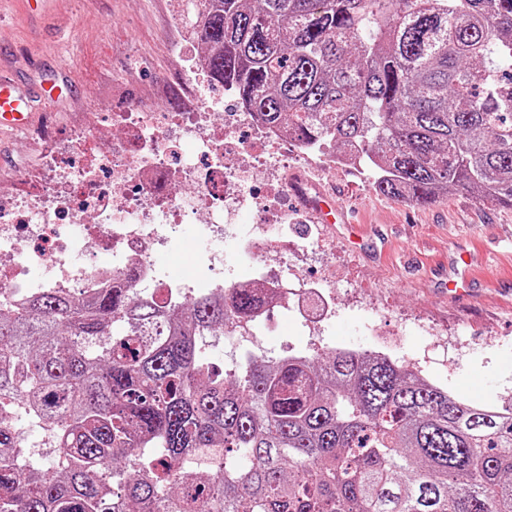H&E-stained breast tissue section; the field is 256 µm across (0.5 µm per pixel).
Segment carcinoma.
Returning a JSON list of instances; mask_svg holds the SVG:
<instances>
[{
	"mask_svg": "<svg viewBox=\"0 0 512 512\" xmlns=\"http://www.w3.org/2000/svg\"><path fill=\"white\" fill-rule=\"evenodd\" d=\"M190 24L243 109L356 148L376 192L512 207V0H194ZM271 305L242 285L164 310L127 280L0 302V512H512V409L371 351L217 372L201 337Z\"/></svg>",
	"mask_w": 512,
	"mask_h": 512,
	"instance_id": "1",
	"label": "carcinoma"
}]
</instances>
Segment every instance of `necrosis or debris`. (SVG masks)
<instances>
[{
    "mask_svg": "<svg viewBox=\"0 0 512 512\" xmlns=\"http://www.w3.org/2000/svg\"><path fill=\"white\" fill-rule=\"evenodd\" d=\"M220 105L111 113L112 135L81 129L66 148L45 154L37 191L19 195L0 185V299L20 303L37 288L84 296L129 276L142 295L177 305L182 285L156 256L174 247L177 227L190 218L205 242L195 270L220 288L236 287L224 275V239L246 208L265 220L238 247L252 285L291 300L294 317L318 333L330 307L327 282L291 285L268 261L265 230L287 221L281 175L302 168L306 150L284 159L287 133L248 112L216 115ZM176 182L191 194L172 193Z\"/></svg>",
    "mask_w": 512,
    "mask_h": 512,
    "instance_id": "1",
    "label": "necrosis or debris"
}]
</instances>
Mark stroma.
Listing matches in <instances>:
<instances>
[{"instance_id": "1", "label": "stroma", "mask_w": 512, "mask_h": 512, "mask_svg": "<svg viewBox=\"0 0 512 512\" xmlns=\"http://www.w3.org/2000/svg\"><path fill=\"white\" fill-rule=\"evenodd\" d=\"M188 0H53L37 10L26 0H0V69L25 86L67 79L57 96L38 102L26 131L0 130V176L21 192L34 189L30 174L41 153L66 143L100 113L135 103L161 112L186 109L183 85L191 79L194 51ZM329 149L312 156L310 197L326 193L354 215L347 224H319L297 208L295 224L273 239H287L286 256L297 277L314 281L336 274V315L319 338L274 307L279 333L262 336L259 349L273 357L348 344L368 350L371 331L395 341L394 356L424 379L466 402L512 404V207L449 194L427 206L377 194L367 163L331 168ZM484 248L496 273L460 299L443 288L448 255Z\"/></svg>"}]
</instances>
